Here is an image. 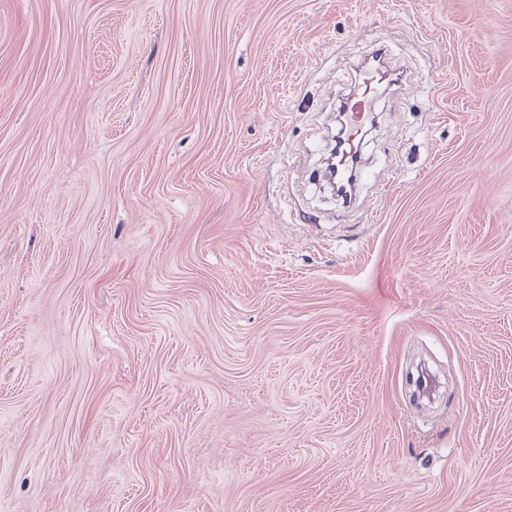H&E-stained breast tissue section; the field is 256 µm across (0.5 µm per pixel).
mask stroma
<instances>
[{
  "label": "stroma",
  "instance_id": "obj_1",
  "mask_svg": "<svg viewBox=\"0 0 512 512\" xmlns=\"http://www.w3.org/2000/svg\"><path fill=\"white\" fill-rule=\"evenodd\" d=\"M0 512H512V0H0ZM383 53L385 51L375 49L362 58L354 86L344 97L342 112H345L343 114L347 122H344L341 132L342 148L337 170L341 176L353 177L355 184L363 178V167L354 168L363 148L366 128L376 112V101L392 86L399 85L402 81V75L388 65ZM376 59L382 62L381 66L369 65V61Z\"/></svg>",
  "mask_w": 512,
  "mask_h": 512
}]
</instances>
